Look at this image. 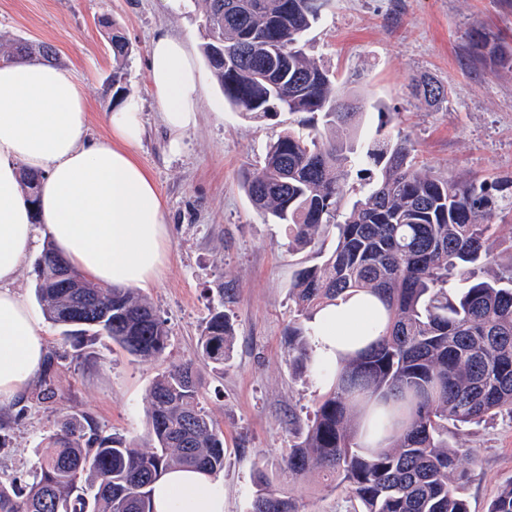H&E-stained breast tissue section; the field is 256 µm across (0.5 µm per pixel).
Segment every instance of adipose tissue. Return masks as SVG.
<instances>
[{"label": "adipose tissue", "instance_id": "ef3b65f1", "mask_svg": "<svg viewBox=\"0 0 512 512\" xmlns=\"http://www.w3.org/2000/svg\"><path fill=\"white\" fill-rule=\"evenodd\" d=\"M148 73L174 138L195 127L201 80L187 40L157 35ZM110 136L88 135L87 105L70 72L38 60L0 66V408L15 404L41 368V323L14 289L37 237L47 238L82 277L143 290L160 274L169 231L164 204L134 148L143 125L134 101L109 112ZM41 174L37 205L19 168ZM385 323L381 303L358 291L323 307L312 322L316 362L335 370ZM154 512H224V491L200 471L173 468L152 487Z\"/></svg>", "mask_w": 512, "mask_h": 512}]
</instances>
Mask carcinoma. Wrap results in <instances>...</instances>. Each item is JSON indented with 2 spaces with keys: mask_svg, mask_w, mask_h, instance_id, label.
Instances as JSON below:
<instances>
[{
  "mask_svg": "<svg viewBox=\"0 0 512 512\" xmlns=\"http://www.w3.org/2000/svg\"><path fill=\"white\" fill-rule=\"evenodd\" d=\"M210 41L202 46L224 101L250 118L286 111L304 115L310 131L283 132L266 146L261 167L243 177L252 205L284 226L289 250L305 252L290 285L293 302L286 343L294 372L323 375L308 323L347 291L376 295L387 311L379 337L341 363L335 382L315 403L306 432L289 448L286 469L300 478L323 472L327 492L341 491L359 512H470L466 486L473 461L462 443H448V425H478L512 413V244L501 247L499 208L512 190L494 195L483 181H459L417 169L414 145L401 134L357 140L361 112L343 111L349 97L336 77L301 45L322 0H208ZM111 85L126 90L130 43L111 27ZM489 49L512 67V51ZM15 41L3 63L31 57ZM413 95L439 106L444 86L413 79ZM377 170L368 191L354 193L352 169ZM46 244L38 259L36 297L63 335H104L142 361L162 358L165 321L131 289L82 281L58 288ZM232 326L211 315L199 347L222 366ZM43 370L37 399L53 397ZM195 366L162 372L148 393L146 452L92 418L58 421L29 472L25 494L0 484V512H153L151 485L168 468L216 475L224 469V435L204 410ZM251 512H298L294 499L259 477ZM488 512H512V483Z\"/></svg>",
  "mask_w": 512,
  "mask_h": 512,
  "instance_id": "1",
  "label": "carcinoma"
}]
</instances>
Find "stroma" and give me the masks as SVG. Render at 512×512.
I'll return each instance as SVG.
<instances>
[{
    "label": "stroma",
    "instance_id": "obj_1",
    "mask_svg": "<svg viewBox=\"0 0 512 512\" xmlns=\"http://www.w3.org/2000/svg\"><path fill=\"white\" fill-rule=\"evenodd\" d=\"M205 10L204 0H0V46L17 39L51 45L89 103L96 139L109 137L107 114L117 103L107 91L113 60L106 24L128 39L125 86L143 122L135 152L153 176L170 229L163 271L144 292L170 329L162 359L138 361L104 336L77 345L43 322L55 355V398L42 403L28 392L0 409V482L27 485L39 448L66 414L90 416L145 445L150 386L165 369L190 361L203 406L224 433V512H250L260 471L301 512H354L345 493L324 492L319 471L298 480L284 472L291 428L305 426L326 387L318 376L296 377L288 362L289 288L300 257L289 253L283 226L265 220L242 187L269 141L298 118L251 119L225 103L199 54L208 40ZM475 28L512 50V0H325L304 50L359 96L361 136L401 132L421 169L504 187L512 183V68L474 47ZM162 32L188 39L202 78L197 124L176 150L146 69L150 43ZM421 76L444 85L447 104L432 107L412 95L410 81ZM219 308L233 322V339L216 369L198 340ZM464 439L477 461L466 491L470 512H488L512 483V416L469 427Z\"/></svg>",
    "mask_w": 512,
    "mask_h": 512
}]
</instances>
